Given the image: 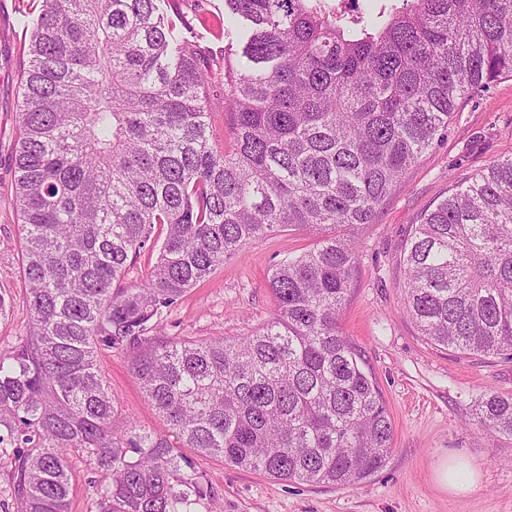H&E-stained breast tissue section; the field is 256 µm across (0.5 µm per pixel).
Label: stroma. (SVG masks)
I'll list each match as a JSON object with an SVG mask.
<instances>
[{
  "instance_id": "obj_1",
  "label": "stroma",
  "mask_w": 512,
  "mask_h": 512,
  "mask_svg": "<svg viewBox=\"0 0 512 512\" xmlns=\"http://www.w3.org/2000/svg\"><path fill=\"white\" fill-rule=\"evenodd\" d=\"M42 0H0V293L10 303L0 318V351L30 327L20 273V226L14 193L19 65ZM512 157V77L460 103L444 142L421 155L382 205L374 223L355 231L359 256L342 314L344 332L376 380L392 421L385 466L350 486H308L225 465L195 449L182 454L216 498L201 512H512V437L483 426L478 405L487 393L512 395V356L463 354L426 339L404 309L400 264L412 224L494 161ZM283 230L249 244L166 309L162 333L180 338H234L258 330L274 314L267 274L313 244ZM98 365L124 412L163 438L172 433L132 376L126 355L102 352ZM464 461L461 489L438 480L444 462Z\"/></svg>"
}]
</instances>
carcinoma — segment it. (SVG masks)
<instances>
[{
    "instance_id": "1",
    "label": "carcinoma",
    "mask_w": 512,
    "mask_h": 512,
    "mask_svg": "<svg viewBox=\"0 0 512 512\" xmlns=\"http://www.w3.org/2000/svg\"><path fill=\"white\" fill-rule=\"evenodd\" d=\"M161 0H44L20 65L14 151L29 335L0 351V460L17 512H70V458L97 512H199L216 497L170 440L123 415L100 373L124 353L181 447L288 483L352 485L393 441L341 328L353 230L448 131L457 100L512 77V0H224L201 50ZM219 94L233 141L211 123ZM276 302L231 340L160 333L171 306L253 241ZM142 281L123 286L141 251ZM404 308L446 349L512 355V157L454 188L406 243ZM512 437V397L479 403Z\"/></svg>"
}]
</instances>
